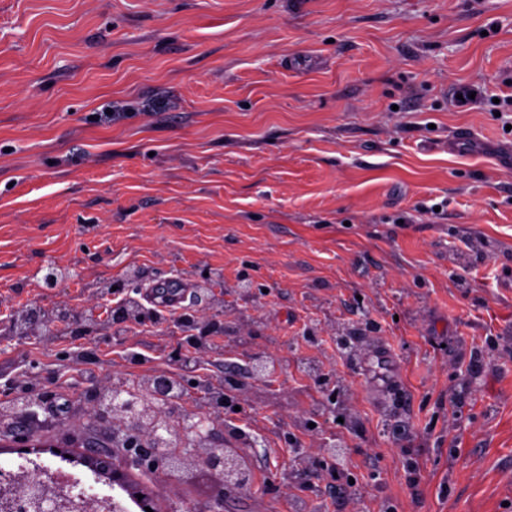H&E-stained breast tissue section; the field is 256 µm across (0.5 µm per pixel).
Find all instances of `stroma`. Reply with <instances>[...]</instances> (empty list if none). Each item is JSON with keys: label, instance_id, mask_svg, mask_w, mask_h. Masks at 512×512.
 Returning <instances> with one entry per match:
<instances>
[{"label": "stroma", "instance_id": "1", "mask_svg": "<svg viewBox=\"0 0 512 512\" xmlns=\"http://www.w3.org/2000/svg\"><path fill=\"white\" fill-rule=\"evenodd\" d=\"M133 271L223 332L12 338ZM188 356L164 415L223 385L252 483L157 469L166 512H512V0H0V448L19 398L32 443L108 445L87 390Z\"/></svg>", "mask_w": 512, "mask_h": 512}]
</instances>
